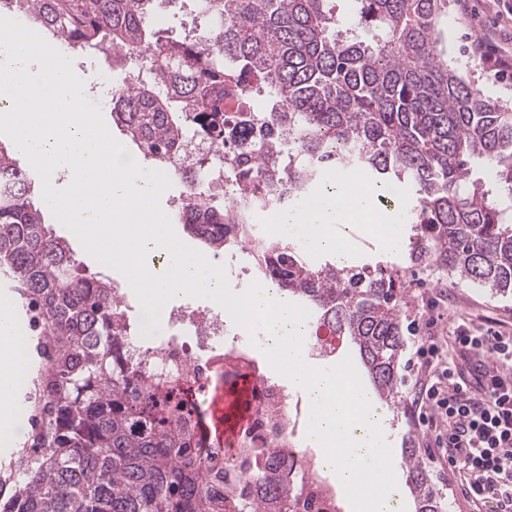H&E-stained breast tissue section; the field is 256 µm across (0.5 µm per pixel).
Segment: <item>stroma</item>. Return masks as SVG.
Wrapping results in <instances>:
<instances>
[{"instance_id":"stroma-1","label":"stroma","mask_w":512,"mask_h":512,"mask_svg":"<svg viewBox=\"0 0 512 512\" xmlns=\"http://www.w3.org/2000/svg\"><path fill=\"white\" fill-rule=\"evenodd\" d=\"M450 20L454 25L442 42L449 60L466 68L485 95L512 100V73L496 78L485 60L512 49V0H450ZM337 236L354 244L353 257L360 261L403 262L404 248L390 247L383 239L368 234L362 225L337 229ZM407 277L408 304L403 311V323L416 319L427 301L439 302L441 315L430 329L431 335L448 332L450 318L460 317L477 327H490L512 336V295L501 296L490 289L460 282L439 270L409 269ZM404 365L399 368V388L403 409L391 413L387 420L386 437L393 448L402 449L406 438H413L421 460H428L432 441L419 422L412 389L417 376L407 365L411 351H404Z\"/></svg>"}]
</instances>
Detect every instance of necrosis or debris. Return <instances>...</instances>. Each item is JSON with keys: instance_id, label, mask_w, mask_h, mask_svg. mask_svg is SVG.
Masks as SVG:
<instances>
[{"instance_id": "1", "label": "necrosis or debris", "mask_w": 512, "mask_h": 512, "mask_svg": "<svg viewBox=\"0 0 512 512\" xmlns=\"http://www.w3.org/2000/svg\"><path fill=\"white\" fill-rule=\"evenodd\" d=\"M166 319L171 336L160 341L139 333L125 337L123 359L159 392L176 393L184 401L193 425L189 444L224 468L225 495L254 482L252 472L239 468L242 449L273 444L282 479L304 489L291 500V512H341L336 486L318 452L302 445L310 413L307 397L289 391L241 338L218 347L217 339L229 332L221 315L174 306ZM242 386L248 388L250 402L243 423L229 434L215 429L217 397Z\"/></svg>"}]
</instances>
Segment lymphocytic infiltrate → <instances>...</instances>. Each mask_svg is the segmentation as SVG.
<instances>
[{
  "instance_id": "obj_1",
  "label": "lymphocytic infiltrate",
  "mask_w": 512,
  "mask_h": 512,
  "mask_svg": "<svg viewBox=\"0 0 512 512\" xmlns=\"http://www.w3.org/2000/svg\"><path fill=\"white\" fill-rule=\"evenodd\" d=\"M451 327L447 344L417 339L415 364L427 371L419 421L447 449L448 467L472 503L512 512V336L456 320ZM450 352L474 363L476 380L446 366Z\"/></svg>"
}]
</instances>
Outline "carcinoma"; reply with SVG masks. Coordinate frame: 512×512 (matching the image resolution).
<instances>
[{
  "mask_svg": "<svg viewBox=\"0 0 512 512\" xmlns=\"http://www.w3.org/2000/svg\"><path fill=\"white\" fill-rule=\"evenodd\" d=\"M0 0L66 52L112 50L132 62L116 89L113 123L150 166L185 186L178 223L209 253L250 246L258 280L272 279L357 351L380 400L400 402L406 267L310 262L298 244L264 238L247 211L268 205L288 180L301 207L316 181L355 166L379 186L414 193L410 267L461 282L512 290V104L486 96L448 66L439 49L448 0H351L353 18L331 0H194L208 30L170 38L156 27L163 0ZM264 92L272 115L224 112V97ZM227 151L228 173L248 210L209 198L208 158L197 171L169 167L189 136ZM506 187L489 197L486 182ZM0 265L12 270L30 316V447L13 457L19 487L0 512H273L294 490L265 476L245 503L224 502V469L188 448L183 405L155 396L123 365L129 336L112 280L82 268L45 223L32 173L0 143ZM415 512H444L416 448H403Z\"/></svg>",
  "mask_w": 512,
  "mask_h": 512,
  "instance_id": "carcinoma-1",
  "label": "carcinoma"
}]
</instances>
